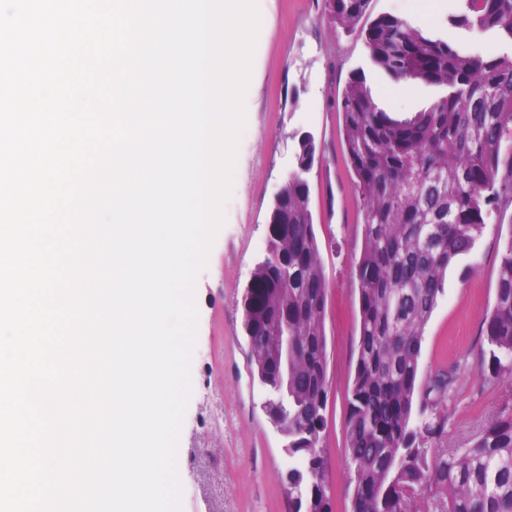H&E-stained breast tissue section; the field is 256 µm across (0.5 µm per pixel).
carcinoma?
<instances>
[{
  "label": "carcinoma",
  "mask_w": 512,
  "mask_h": 512,
  "mask_svg": "<svg viewBox=\"0 0 512 512\" xmlns=\"http://www.w3.org/2000/svg\"><path fill=\"white\" fill-rule=\"evenodd\" d=\"M336 26L356 27L369 0H327ZM457 22L512 40V0H464ZM387 78L441 94L398 119L363 76L339 99L343 145L363 212L356 265L359 336L347 391L346 479L353 512H512V407L448 446L453 372L420 377L426 326L445 276L494 211L512 209V56L463 50L395 15L365 30ZM314 139L298 138L295 170L269 216L268 253L242 298L264 412L301 464L283 482L293 512H331L324 479L327 295L305 175ZM288 333V359L279 338ZM485 340L493 373L512 381V235L502 249Z\"/></svg>",
  "instance_id": "obj_1"
}]
</instances>
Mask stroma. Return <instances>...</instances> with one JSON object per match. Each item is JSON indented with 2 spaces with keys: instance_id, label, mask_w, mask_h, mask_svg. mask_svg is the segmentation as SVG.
I'll use <instances>...</instances> for the list:
<instances>
[{
  "instance_id": "obj_1",
  "label": "stroma",
  "mask_w": 512,
  "mask_h": 512,
  "mask_svg": "<svg viewBox=\"0 0 512 512\" xmlns=\"http://www.w3.org/2000/svg\"><path fill=\"white\" fill-rule=\"evenodd\" d=\"M259 7L265 31L253 58L226 223L196 283L192 396L178 449L183 512L290 509L282 479L292 458L262 408L266 391L251 371L241 300L267 254L273 200L304 134L317 146L307 179L327 288L326 479L332 512H351L345 476L346 391L359 333L355 266L363 214L343 147L337 100L357 71L400 118L438 91L419 81L407 92L387 83L370 60L361 29H336L324 0H259ZM463 11L462 0H436L429 24L459 47L512 54V41L455 24ZM511 236L512 215L489 218L471 251L449 267L444 293L425 330L422 375L439 369L455 373V390L447 402L448 441L458 447L512 398L511 383L477 374L490 362L484 322L494 302L503 243Z\"/></svg>"
}]
</instances>
